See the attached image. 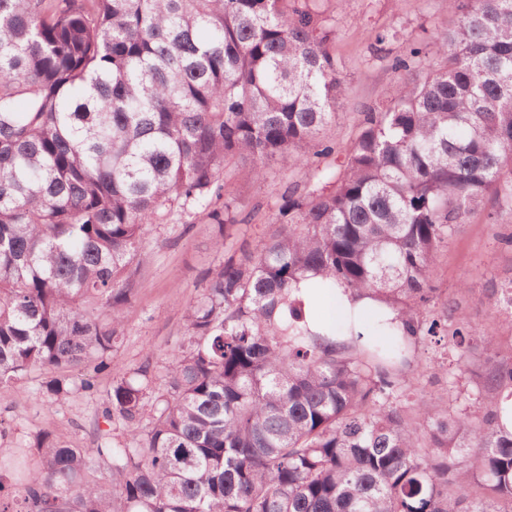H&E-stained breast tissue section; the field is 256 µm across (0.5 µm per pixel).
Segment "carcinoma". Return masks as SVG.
Returning <instances> with one entry per match:
<instances>
[{"label":"carcinoma","mask_w":512,"mask_h":512,"mask_svg":"<svg viewBox=\"0 0 512 512\" xmlns=\"http://www.w3.org/2000/svg\"><path fill=\"white\" fill-rule=\"evenodd\" d=\"M447 2L332 185L285 187L278 233L202 273L165 387L148 363L112 380L130 442L38 432L0 454L20 487L0 479V512H512V335L483 336L471 408L419 387L421 344L459 377L482 336L442 297V249L475 214L512 223V0ZM332 42L310 0H0V395L35 367L53 402L95 388L58 371L123 343L151 227L254 220L213 206L229 165L262 180L335 152ZM432 44L441 64H414ZM508 297L512 276L490 314Z\"/></svg>","instance_id":"carcinoma-1"}]
</instances>
